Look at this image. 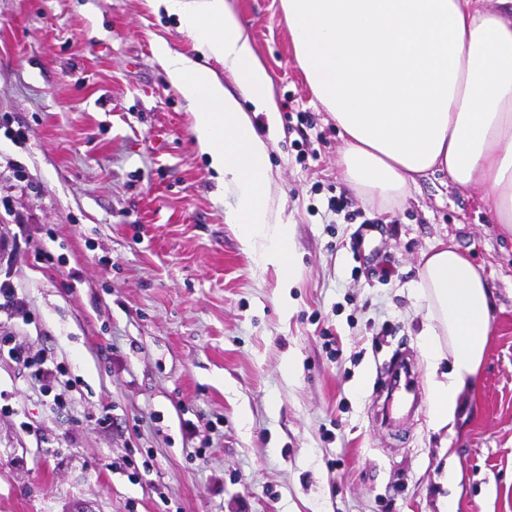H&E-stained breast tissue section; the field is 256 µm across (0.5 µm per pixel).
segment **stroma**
Here are the masks:
<instances>
[{
	"label": "stroma",
	"instance_id": "obj_1",
	"mask_svg": "<svg viewBox=\"0 0 512 512\" xmlns=\"http://www.w3.org/2000/svg\"><path fill=\"white\" fill-rule=\"evenodd\" d=\"M230 3L279 106L271 205L302 269L286 291L225 224L235 197L154 53L191 52L176 19L146 0H0V234L18 241L10 279L30 312L0 316V336L70 384L54 405L0 357V512H512V235L444 173L367 207L339 176L342 139L280 0ZM340 194L378 219L389 281L352 277L355 226L327 209ZM441 240L488 279L485 354L451 430L425 403L388 427L377 386L394 353L430 391L417 265ZM105 407L109 426L88 427ZM126 457L137 473L113 470Z\"/></svg>",
	"mask_w": 512,
	"mask_h": 512
}]
</instances>
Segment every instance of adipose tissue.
I'll return each mask as SVG.
<instances>
[{"mask_svg": "<svg viewBox=\"0 0 512 512\" xmlns=\"http://www.w3.org/2000/svg\"><path fill=\"white\" fill-rule=\"evenodd\" d=\"M175 17L196 51L224 66L155 45L170 84L193 116L192 132L235 197L225 221L261 267L293 287V227L271 206L269 142L241 106L276 126L272 77L229 0H147ZM297 65L340 131L343 182L370 207L403 203L418 178L447 173L478 189L512 234V15L484 0H280ZM252 110V111H253ZM419 297L431 372L430 422L452 428L473 386L491 325L485 275L452 244L425 252Z\"/></svg>", "mask_w": 512, "mask_h": 512, "instance_id": "1", "label": "adipose tissue"}]
</instances>
